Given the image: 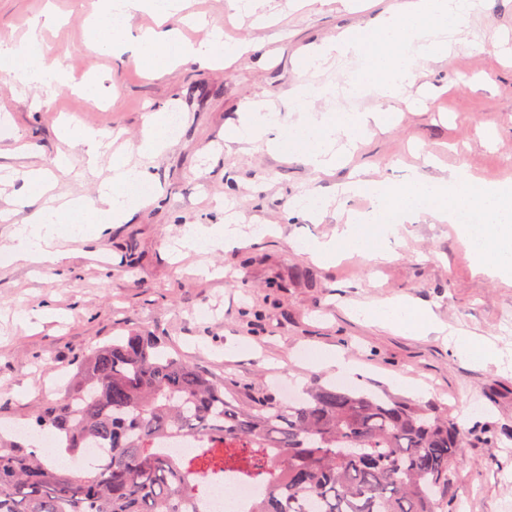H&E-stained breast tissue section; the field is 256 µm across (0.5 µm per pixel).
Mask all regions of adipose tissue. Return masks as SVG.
I'll return each mask as SVG.
<instances>
[{
  "label": "adipose tissue",
  "mask_w": 512,
  "mask_h": 512,
  "mask_svg": "<svg viewBox=\"0 0 512 512\" xmlns=\"http://www.w3.org/2000/svg\"><path fill=\"white\" fill-rule=\"evenodd\" d=\"M100 16L90 30L89 42L100 51H120L130 37L132 11L145 9L166 19L182 8L183 0H101ZM477 6L476 0H398L397 4L373 17L365 25L351 27L335 37L309 47L296 60L299 75L319 68L329 57L359 55L367 66L362 76L349 80L347 91L358 94L373 91L387 100L400 98L416 78L415 60L448 57L457 47L468 45L470 32L466 18ZM52 16L33 22L21 44L0 40V72L27 82L51 84L63 74L61 58L46 60L40 35L42 25L52 24ZM249 40L227 42L220 29L198 43L182 41L172 30L151 29L138 38L139 62L146 78L170 73L185 61L202 65L232 63L242 54L254 51ZM391 110L352 112L338 117L309 114L306 122L279 131L273 113L250 106L243 111L233 139L250 143L266 139L270 149L303 158L314 170L336 167L341 157L334 144L339 138L355 140L371 128L389 123ZM144 173L131 167L126 158L113 156L112 176L100 185L96 197L70 199L46 205L23 220L12 234L6 251L14 262L30 265L59 262L64 252L57 226H77L126 220L134 200L128 185L143 179ZM355 315L398 333L442 332L443 327L432 309L401 299H389L358 305Z\"/></svg>",
  "instance_id": "obj_1"
}]
</instances>
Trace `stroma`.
<instances>
[{
  "mask_svg": "<svg viewBox=\"0 0 512 512\" xmlns=\"http://www.w3.org/2000/svg\"><path fill=\"white\" fill-rule=\"evenodd\" d=\"M48 1L64 21L44 40L51 54H65L67 82L28 86L0 73V108L13 118L0 134V175H14V190H22L24 172L60 150L72 169L59 175V193L90 198L110 178L111 153L87 167L82 146L63 142L62 124L112 130L115 148L129 154L157 110L178 114L179 127L147 160L154 192L126 221L102 231L86 226L54 266L36 271L0 261V435L12 439L34 424L47 400L43 386L59 378L71 387L91 348L132 332L150 333L221 375L225 395L244 407L287 386L301 392L315 377L335 382V373L300 355L336 348L361 364L360 387L404 397L398 378L426 383L420 403L461 419L470 441L451 470L461 512H512V372L454 354L441 335L396 333L350 313L357 302L404 298L431 308L446 326L512 351V281L477 271L455 225L427 217L406 225L388 262L356 253L319 264L301 248L341 225L345 205L336 187L356 170L400 181L414 171L438 178L464 166L487 183L512 179V0H483L468 23L475 43L421 63L388 129L364 136L347 163L327 173L228 136L251 104L268 106L285 125L298 123L289 98L302 81L313 110L386 108L375 93H344L345 61L303 80L294 68L301 49L364 24L385 9L384 0H330L301 10L291 0H265L268 26L231 15L225 0H190L191 12L221 26L225 37L250 39L259 49L223 69L189 62L153 80L133 51L88 48L96 0H0V37L21 38L25 20ZM85 80L96 82L97 98L78 92ZM431 156L438 165L428 164ZM322 197L332 200L322 214L289 210L294 199ZM231 214L248 224L238 246L183 249L186 225L220 224ZM202 308L209 311L204 320L196 316ZM485 429L491 442L480 436Z\"/></svg>",
  "mask_w": 512,
  "mask_h": 512,
  "instance_id": "35a3bbf8",
  "label": "stroma"
}]
</instances>
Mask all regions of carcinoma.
I'll list each match as a JSON object with an SVG mask.
<instances>
[{"label": "carcinoma", "instance_id": "carcinoma-1", "mask_svg": "<svg viewBox=\"0 0 512 512\" xmlns=\"http://www.w3.org/2000/svg\"><path fill=\"white\" fill-rule=\"evenodd\" d=\"M103 448L91 474L0 442V512H200L205 483L234 472L263 491L249 512H458L450 470L469 446L457 422L387 392L316 381L294 401L242 409L213 374L133 333L80 361L34 429ZM200 443L181 462L160 441Z\"/></svg>", "mask_w": 512, "mask_h": 512}]
</instances>
